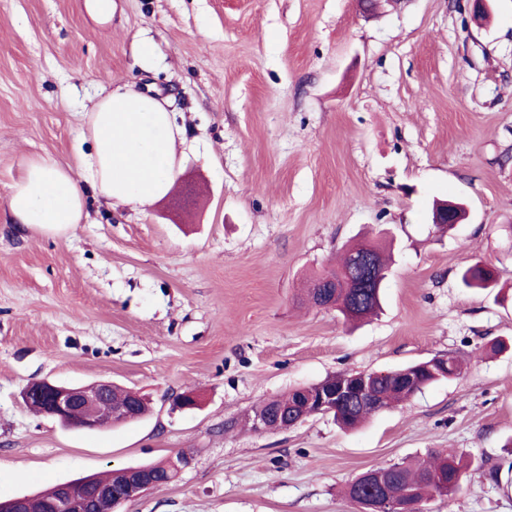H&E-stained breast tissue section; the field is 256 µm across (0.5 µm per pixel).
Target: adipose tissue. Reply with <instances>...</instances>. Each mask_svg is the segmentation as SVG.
<instances>
[{"label": "adipose tissue", "instance_id": "obj_1", "mask_svg": "<svg viewBox=\"0 0 512 512\" xmlns=\"http://www.w3.org/2000/svg\"><path fill=\"white\" fill-rule=\"evenodd\" d=\"M89 135L92 154L77 153L72 164L50 156L27 161L7 197L18 223L63 228L81 222L88 195L138 211L169 191L185 139L155 95L116 86L93 106Z\"/></svg>", "mask_w": 512, "mask_h": 512}]
</instances>
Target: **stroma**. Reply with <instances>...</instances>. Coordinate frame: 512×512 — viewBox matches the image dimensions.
<instances>
[{
    "instance_id": "1",
    "label": "stroma",
    "mask_w": 512,
    "mask_h": 512,
    "mask_svg": "<svg viewBox=\"0 0 512 512\" xmlns=\"http://www.w3.org/2000/svg\"><path fill=\"white\" fill-rule=\"evenodd\" d=\"M0 0V498L180 454L120 512H358L369 468L454 448L476 465L426 512H512V0ZM152 42L138 59L133 34ZM159 91L185 128L177 176L135 212L89 198L39 231L6 207L27 160L72 162L112 86ZM468 202L436 231L433 200ZM389 230L378 316L308 306L309 277ZM481 261L500 287L465 288ZM507 349L487 354L493 342ZM468 363L354 431L242 419L342 371ZM109 380L143 419L87 432L34 414L32 381ZM194 393L197 409L172 398Z\"/></svg>"
}]
</instances>
